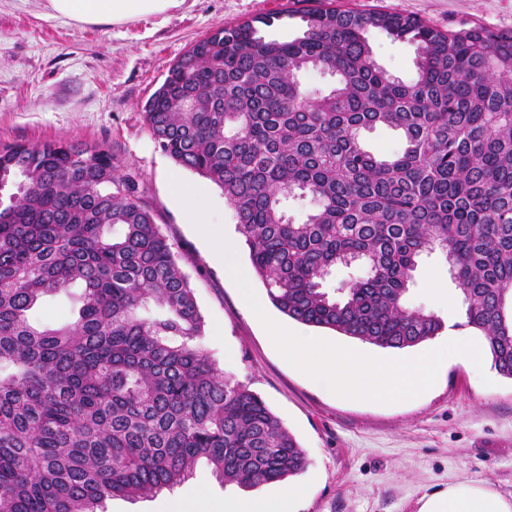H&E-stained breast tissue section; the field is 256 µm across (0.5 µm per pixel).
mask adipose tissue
Masks as SVG:
<instances>
[{"mask_svg": "<svg viewBox=\"0 0 512 512\" xmlns=\"http://www.w3.org/2000/svg\"><path fill=\"white\" fill-rule=\"evenodd\" d=\"M52 18L83 24H116L159 14L179 0H49ZM297 488L262 498L228 497L211 503L201 497L172 499L169 512H290ZM418 512H512V496L491 483L457 481L447 490L423 497Z\"/></svg>", "mask_w": 512, "mask_h": 512, "instance_id": "adipose-tissue-1", "label": "adipose tissue"}]
</instances>
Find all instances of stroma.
<instances>
[{
  "instance_id": "obj_1",
  "label": "stroma",
  "mask_w": 512,
  "mask_h": 512,
  "mask_svg": "<svg viewBox=\"0 0 512 512\" xmlns=\"http://www.w3.org/2000/svg\"><path fill=\"white\" fill-rule=\"evenodd\" d=\"M356 12L409 14L440 28L481 25L512 31V0H336ZM313 0H180L178 6L120 24L79 25L49 16L48 0H0V141L36 145L68 140L108 147L136 171L155 220L174 244L204 318L201 343L217 367L246 384L294 435L308 458L291 482L246 489L222 483L206 464L173 489L108 500L107 512H164L169 499L203 488L211 501L224 495L260 496L299 484L295 512H418L423 496L458 480L488 481L512 494V380L494 367L480 372L449 363L432 388L394 404L345 400L291 366L248 309L229 272L216 264L183 205L171 196L170 176L197 186L209 201L211 224L248 251L220 189L161 152L143 121V105L190 45L214 28L272 17L261 33L291 40ZM376 62L391 75L414 78V45L373 29L367 34ZM82 292L45 299L31 322L69 321ZM407 303L439 315L465 318L448 266L426 258Z\"/></svg>"
}]
</instances>
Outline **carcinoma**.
Returning a JSON list of instances; mask_svg holds the SVG:
<instances>
[{"mask_svg": "<svg viewBox=\"0 0 512 512\" xmlns=\"http://www.w3.org/2000/svg\"><path fill=\"white\" fill-rule=\"evenodd\" d=\"M302 35L255 23L196 41L144 105L160 150L224 192L273 305L307 326L403 350L445 328L406 305L440 254L465 326L512 379V32L439 29L329 3ZM416 46V76L380 67L366 34ZM335 79L319 97L300 76ZM398 132L392 156L362 133ZM0 512H103L180 484L200 462L252 488L304 472L306 453L265 402L200 344L204 321L138 173L101 144L0 142ZM316 207L296 223L284 201ZM366 275L330 291L332 270ZM83 284L70 322L29 312Z\"/></svg>", "mask_w": 512, "mask_h": 512, "instance_id": "1", "label": "carcinoma"}]
</instances>
